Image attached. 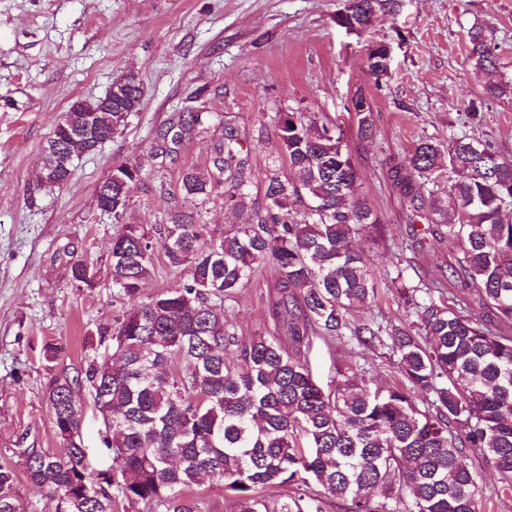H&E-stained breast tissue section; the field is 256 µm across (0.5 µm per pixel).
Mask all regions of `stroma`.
<instances>
[{
    "mask_svg": "<svg viewBox=\"0 0 512 512\" xmlns=\"http://www.w3.org/2000/svg\"><path fill=\"white\" fill-rule=\"evenodd\" d=\"M347 0H0V465L15 474L23 512H48L45 493L26 477L23 452L62 449L47 401L56 378H73L103 358L95 330L122 307L115 296L108 246L118 223L152 230L155 274L142 295L179 287L183 273L165 263L155 224L165 212L190 205L213 234L244 223L225 204L224 184L184 202L183 173L205 172L231 128L243 141L251 197L264 204L274 168L276 113L313 112L340 127L359 173L358 190L382 224L354 244L369 258L379 295L361 315L383 324H411L412 305L396 292V275L440 284L436 302L453 304L465 290L448 279L457 244L425 221H411L392 165L419 138L447 140L476 133L512 156V106L484 102L478 123L467 104L480 98L485 76L466 59L471 26L494 28L501 74L512 77V0H397L391 13L350 32L336 16ZM392 47V73L378 80L364 58L368 43ZM135 72L144 88L126 126L95 152L74 161L63 187L37 184L43 150L77 99L103 96L112 82ZM368 95L373 140L362 143L344 105L356 88ZM197 112L196 135L161 140L180 114ZM134 163L141 179L121 222L96 206V191L116 166ZM95 271L80 287L70 267ZM273 269H265L225 301L227 319L243 337L274 330L268 312ZM55 345V360L45 357ZM314 377L329 384L337 369L354 366L370 384L402 385L398 358L385 345L366 350L355 341H315L308 354ZM83 442L92 464L109 468L104 427L84 396Z\"/></svg>",
    "mask_w": 512,
    "mask_h": 512,
    "instance_id": "stroma-1",
    "label": "stroma"
}]
</instances>
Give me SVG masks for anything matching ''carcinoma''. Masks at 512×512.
<instances>
[{
    "label": "carcinoma",
    "mask_w": 512,
    "mask_h": 512,
    "mask_svg": "<svg viewBox=\"0 0 512 512\" xmlns=\"http://www.w3.org/2000/svg\"><path fill=\"white\" fill-rule=\"evenodd\" d=\"M395 0H349L337 23L367 28L390 13ZM470 66L490 75L482 98L469 103L478 117L484 99L512 103V78L498 68L494 31H467ZM389 43L373 42L365 62L380 80L391 74ZM112 95L76 100L65 113L76 134L97 113L103 129L117 133L140 106L143 88L132 73ZM361 140L373 135V110L359 88L347 101ZM277 161L265 185V204L252 222L217 239L194 211L174 209L156 228L165 236L168 266L185 271L178 288L144 301L142 285L153 277L151 235L123 224L140 167L121 164L127 185L97 207L112 213L120 229L109 247L112 286L125 303L108 336L116 361L88 363L84 377L54 381L49 408L63 448L58 454L26 450L24 468L46 491L49 512H112V486L130 503L156 504L165 512H197L185 490L202 478L234 494L239 512H301L297 501L269 500L264 487L294 485L315 512L321 496L343 503L344 512H480L481 458L499 489H512V158H503L476 134L430 137L416 144L392 178L412 217L444 230L461 245L451 275L476 289L486 313L476 317L464 298L437 304L434 288L401 284L397 293L416 309L409 326L354 319L378 294L370 265L352 248L355 235L381 224L357 190L351 152L336 128L316 114L278 112ZM200 114L179 121L177 137L192 135ZM93 144L53 134L39 182H69L61 157L79 158ZM241 139L233 131L214 148L213 170L182 176L183 198L208 195L224 177L226 204L242 208L249 173L236 160ZM303 208L304 220L296 219ZM261 265L276 271L269 295L277 334L240 337L224 314ZM350 335L369 349L387 345L398 357L408 387H371L349 367L324 387L303 361L313 339ZM181 361L173 371L168 365ZM92 390L104 425L103 444L112 473L90 468L82 448L80 383ZM422 402H416L415 396ZM424 408H419V405ZM14 471L0 466V512H20ZM410 494V501L403 493Z\"/></svg>",
    "instance_id": "carcinoma-1"
}]
</instances>
